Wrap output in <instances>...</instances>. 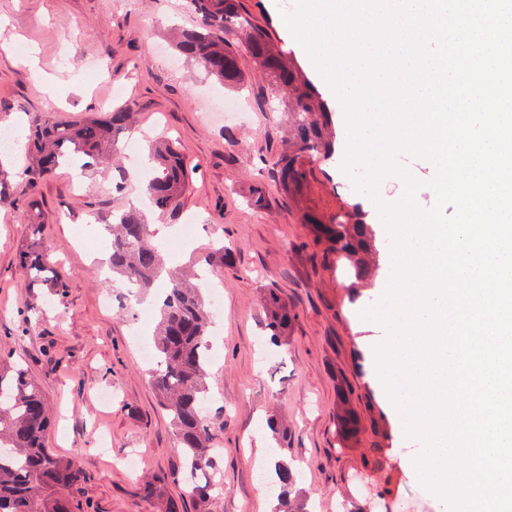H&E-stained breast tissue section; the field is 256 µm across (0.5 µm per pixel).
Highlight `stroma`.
I'll list each match as a JSON object with an SVG mask.
<instances>
[{
    "label": "stroma",
    "instance_id": "obj_1",
    "mask_svg": "<svg viewBox=\"0 0 512 512\" xmlns=\"http://www.w3.org/2000/svg\"><path fill=\"white\" fill-rule=\"evenodd\" d=\"M243 2L324 90L304 46L274 23L271 0ZM176 24L194 26L188 0H0V128L23 134L33 115L79 121L128 106L149 139H174L191 161L179 211L149 210L145 218L188 237L181 251L166 253L167 269L204 271L222 291L206 378L217 450L211 478L222 488L217 512H271L265 478L280 447L314 512H339L342 502L350 512H375L378 499L390 512H447L422 483L415 468L419 445L376 371V349L389 333L361 316L381 301L394 264L374 198L403 196L410 177L419 184L422 209H431L428 160L397 156L399 173L384 176L372 196L347 186L341 159L317 162L304 192L289 196L261 160L281 147L278 101L236 126L238 146L230 148L224 124L208 122L203 110L222 86L186 57L168 61L175 56ZM111 184L108 172L79 178L63 167L39 174L21 143L0 154V187L14 200L0 209V354L25 362L56 411L49 448L88 468L74 500L90 502L94 512H165L167 500L178 499L184 512H196L170 418L141 351L153 338L156 302L139 298L131 313L105 299L124 285H106L99 274L110 254L100 227L129 204ZM256 194L261 204L253 203ZM355 205L373 226L378 270L354 302L341 270L314 256L302 218ZM30 215L44 224L51 259L68 277L65 297L31 285L16 265L30 242ZM218 245L232 250L231 263L212 259ZM268 287L279 289L294 314L280 346L262 332ZM33 296L41 314L27 310ZM345 385L353 389L350 406L360 424L348 439L336 422ZM272 418L287 423L286 439H276ZM102 437L111 448L104 455L95 451ZM126 456L137 457V473L122 465Z\"/></svg>",
    "mask_w": 512,
    "mask_h": 512
}]
</instances>
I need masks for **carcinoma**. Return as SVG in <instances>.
Here are the masks:
<instances>
[{"mask_svg":"<svg viewBox=\"0 0 512 512\" xmlns=\"http://www.w3.org/2000/svg\"><path fill=\"white\" fill-rule=\"evenodd\" d=\"M190 7L198 24L182 34L178 51L219 82L244 89L237 34L244 35L248 54L266 81L265 92L257 93L256 99L264 103L266 97H276L286 109L287 143L269 157L270 171L285 192H300L312 174L304 160H327L335 152L336 128L317 89L301 74L291 52L280 48L253 22L241 0H190ZM132 119L129 109L82 123L37 118L31 124L27 150L35 156L42 174L77 155L88 158L89 167L106 165L117 153L120 136ZM149 161L153 170L146 186L149 204L162 214L179 210L190 163L168 141L153 144ZM304 223L311 225L312 244L321 248L324 262L332 258L347 262L346 288L357 298L359 288L375 272L372 231L359 208L327 217L306 216ZM31 233L33 241L20 255L18 268L32 284H45L61 296L67 288L66 276L50 266L44 225L31 223ZM109 261L112 272L124 281H135L144 292L154 287L164 270L162 253L138 207L116 216ZM158 304L153 384L171 418L177 450L189 474H205L216 463L213 428L199 408L207 394V336L214 314L201 286L181 275L170 277ZM263 304L265 330L276 344L288 336L294 315L274 288L266 289ZM51 423L47 400L28 368L0 359V512H91L90 504L69 497V492L87 479L82 462L62 458L46 448ZM274 470L280 487L274 512H302L296 473L288 457L278 458ZM190 495L198 512H212L216 496L210 482H191Z\"/></svg>","mask_w":512,"mask_h":512,"instance_id":"1","label":"carcinoma"}]
</instances>
